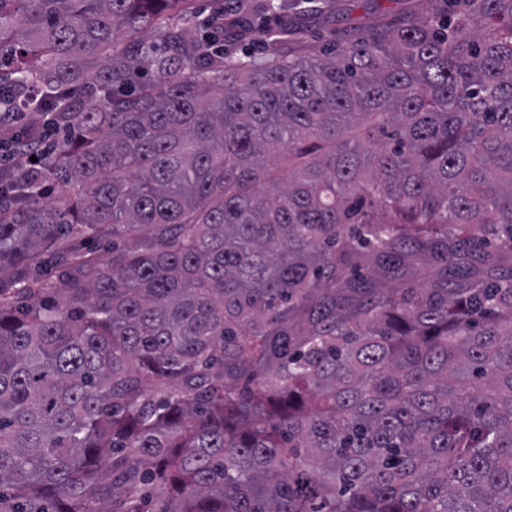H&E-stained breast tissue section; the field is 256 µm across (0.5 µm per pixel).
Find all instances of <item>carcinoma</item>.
I'll use <instances>...</instances> for the list:
<instances>
[{
    "label": "carcinoma",
    "instance_id": "obj_1",
    "mask_svg": "<svg viewBox=\"0 0 512 512\" xmlns=\"http://www.w3.org/2000/svg\"><path fill=\"white\" fill-rule=\"evenodd\" d=\"M191 2L0 0L62 134L0 169V512H512V0L261 64Z\"/></svg>",
    "mask_w": 512,
    "mask_h": 512
}]
</instances>
